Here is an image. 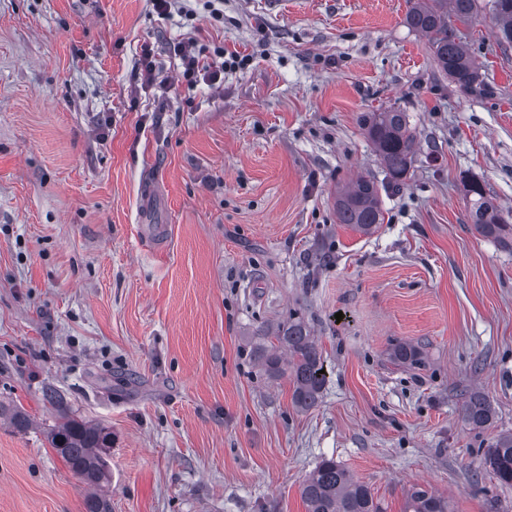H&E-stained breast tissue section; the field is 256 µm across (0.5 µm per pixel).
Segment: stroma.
<instances>
[{
  "label": "stroma",
  "mask_w": 512,
  "mask_h": 512,
  "mask_svg": "<svg viewBox=\"0 0 512 512\" xmlns=\"http://www.w3.org/2000/svg\"><path fill=\"white\" fill-rule=\"evenodd\" d=\"M0 0V512H84L47 433H112V512H306L333 459L385 512L421 486L454 512H512L482 464L512 432V253L468 221L482 182L512 216V44L488 9L458 24L481 78L442 72L408 0ZM246 55L188 85L173 46ZM160 70L144 83L143 48ZM394 107L417 133L400 186L361 128ZM379 187L384 221L337 223V191ZM164 246L143 235L146 180ZM305 321L326 383L292 402L254 351ZM422 347L414 368L392 360ZM66 397L64 411L43 398ZM495 408L474 430L471 390Z\"/></svg>",
  "instance_id": "1"
}]
</instances>
